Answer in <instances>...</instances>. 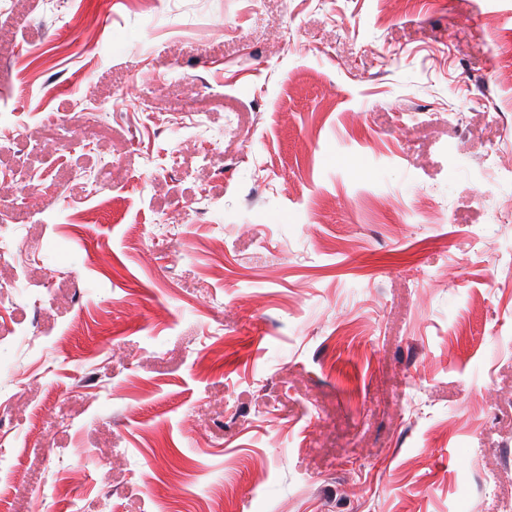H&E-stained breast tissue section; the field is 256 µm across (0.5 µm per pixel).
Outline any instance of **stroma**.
Returning <instances> with one entry per match:
<instances>
[{
  "label": "stroma",
  "mask_w": 512,
  "mask_h": 512,
  "mask_svg": "<svg viewBox=\"0 0 512 512\" xmlns=\"http://www.w3.org/2000/svg\"><path fill=\"white\" fill-rule=\"evenodd\" d=\"M0 98V512H512V0H0Z\"/></svg>",
  "instance_id": "1"
}]
</instances>
